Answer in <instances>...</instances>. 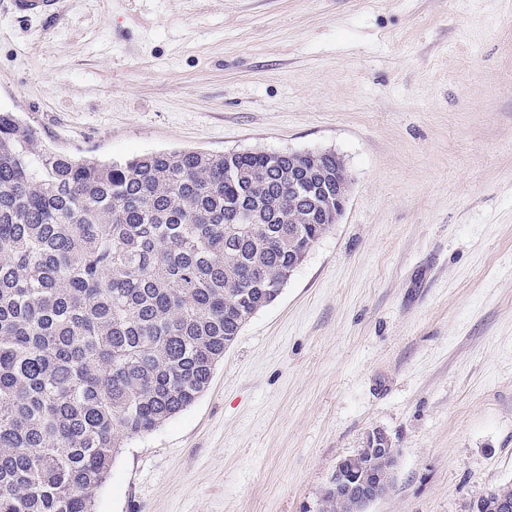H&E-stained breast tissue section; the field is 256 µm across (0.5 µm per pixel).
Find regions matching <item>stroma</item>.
Here are the masks:
<instances>
[{"instance_id": "35a3bbf8", "label": "stroma", "mask_w": 512, "mask_h": 512, "mask_svg": "<svg viewBox=\"0 0 512 512\" xmlns=\"http://www.w3.org/2000/svg\"><path fill=\"white\" fill-rule=\"evenodd\" d=\"M0 112L77 156L332 152L344 211L94 512H317L384 431L368 512L512 484V0H0ZM60 0H12L11 7L19 14L53 16L61 9Z\"/></svg>"}]
</instances>
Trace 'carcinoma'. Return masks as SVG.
Here are the masks:
<instances>
[{
	"instance_id": "carcinoma-1",
	"label": "carcinoma",
	"mask_w": 512,
	"mask_h": 512,
	"mask_svg": "<svg viewBox=\"0 0 512 512\" xmlns=\"http://www.w3.org/2000/svg\"><path fill=\"white\" fill-rule=\"evenodd\" d=\"M334 153L47 145L0 112V512H94L124 441L185 410L336 223ZM385 457L363 449L355 477ZM319 512H353L326 488Z\"/></svg>"
}]
</instances>
